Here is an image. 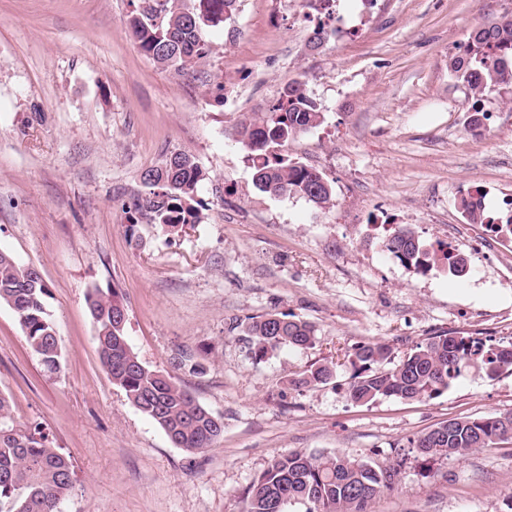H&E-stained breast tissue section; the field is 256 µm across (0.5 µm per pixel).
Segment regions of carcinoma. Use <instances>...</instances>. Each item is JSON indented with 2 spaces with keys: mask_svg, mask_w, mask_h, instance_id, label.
<instances>
[{
  "mask_svg": "<svg viewBox=\"0 0 512 512\" xmlns=\"http://www.w3.org/2000/svg\"><path fill=\"white\" fill-rule=\"evenodd\" d=\"M193 2L187 7L183 0H156V6L132 14L129 25L141 52L177 72L206 65L214 47L203 37L204 28L218 27L230 19L239 0ZM317 2V12L324 19L317 21L307 38L312 50L328 40L326 21L333 18L336 7V0ZM448 67L473 91L468 126L480 127L485 118L484 93L512 88V12L474 28L466 55L451 58ZM323 121V112L305 84L295 81L267 111L242 125L241 143L260 191L299 196L320 209L332 205L333 188L323 174L282 153L289 140ZM203 180L202 169L186 152L144 170L141 183L146 192L127 209L130 238L136 237L137 225L143 221L159 226L169 236L179 234L188 224L201 223L202 205L196 196ZM484 198L479 189L461 195L459 209L466 222L512 237V199L504 201L505 210L491 212ZM381 242L385 251L416 274L441 263L456 277L457 263L464 259L443 243L426 244L407 227L385 234ZM47 295L48 286L37 268L0 252V303L14 311L41 363L55 370L59 341L45 307ZM87 305L101 363L128 401L158 424L175 447L194 453L212 446L223 435L224 422L169 374L150 369L131 350L127 311L117 290L96 288L89 293ZM241 332L258 359L281 346L308 348L314 341V327L287 312L253 317L241 326ZM350 357L358 368L348 387L352 401L419 400L439 395L468 368L479 367L490 379L512 372V340L488 345L478 337L444 333L426 338L395 365L391 364L393 348L382 342L358 344ZM334 375V366L313 364L295 383L314 387L329 383ZM498 443H512V412L443 421L413 440L412 453L414 461L430 474L443 459ZM407 460L403 456L392 466L376 467L342 454L293 451L274 459L251 483L245 512H287L292 502L307 505L306 512H369L371 503L393 488ZM73 488L70 458L50 446L41 428L15 424L11 401L0 394V512H59V504Z\"/></svg>",
  "mask_w": 512,
  "mask_h": 512,
  "instance_id": "cac0c4a2",
  "label": "carcinoma"
}]
</instances>
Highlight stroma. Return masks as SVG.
Segmentation results:
<instances>
[{
  "instance_id": "35a3bbf8",
  "label": "stroma",
  "mask_w": 512,
  "mask_h": 512,
  "mask_svg": "<svg viewBox=\"0 0 512 512\" xmlns=\"http://www.w3.org/2000/svg\"><path fill=\"white\" fill-rule=\"evenodd\" d=\"M143 3L0 0V250L40 270L61 351L44 369L0 304V393L75 465L59 512H243L246 487L289 451L383 466L442 421L512 411V374L478 368L431 400L347 393L361 342L400 358L443 333L512 339V248L457 205L469 188L493 211L512 195V89L485 94L473 130V94L448 69L512 0H337L315 52L302 0H239L205 31L209 65L180 73L139 50L127 18ZM297 80L325 120L285 152L326 174L325 210L259 191L239 142L241 121ZM181 151L206 175L202 223L171 239L142 223L131 243L125 204L143 192L141 173ZM396 226L450 244L468 274L410 272L380 246ZM96 288L122 295L138 358L223 419L211 447H175L113 383L86 306ZM273 310L310 322L313 345L255 359L239 327ZM199 353L201 371L174 367ZM327 361L331 382L293 385ZM437 468L407 464L370 512H512V444Z\"/></svg>"
}]
</instances>
